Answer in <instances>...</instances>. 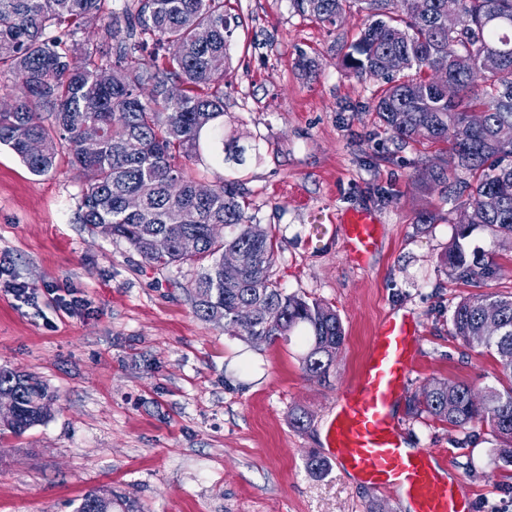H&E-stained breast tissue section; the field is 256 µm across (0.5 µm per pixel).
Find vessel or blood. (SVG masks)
Masks as SVG:
<instances>
[{"mask_svg": "<svg viewBox=\"0 0 512 512\" xmlns=\"http://www.w3.org/2000/svg\"><path fill=\"white\" fill-rule=\"evenodd\" d=\"M379 227L372 212L350 215L345 241L349 253L364 260L377 243ZM415 335L410 316L382 324L359 377L340 393L327 446L340 468L374 491H397L412 512H473L458 481L449 478L432 455L403 446L394 407L411 373Z\"/></svg>", "mask_w": 512, "mask_h": 512, "instance_id": "vessel-or-blood-1", "label": "vessel or blood"}]
</instances>
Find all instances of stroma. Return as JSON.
<instances>
[{
	"instance_id": "1",
	"label": "stroma",
	"mask_w": 512,
	"mask_h": 512,
	"mask_svg": "<svg viewBox=\"0 0 512 512\" xmlns=\"http://www.w3.org/2000/svg\"><path fill=\"white\" fill-rule=\"evenodd\" d=\"M239 26L224 76V121L256 146L246 165L190 171L234 179L247 212L276 244L284 292L339 315L345 344L328 378L306 376L300 336L255 346L198 320L190 267L159 269L101 229L80 223L81 184L60 153L31 174L0 146V366L35 373L57 399L45 424L0 436V512H75L112 492V512H406L329 458L318 438L354 381L383 322L405 310L417 327L413 371L398 401L406 440L449 461L474 512H512V467L496 466L487 430L415 416L432 380L497 385L493 355L452 334L470 287L440 257L459 219L429 188L444 145L405 143L377 123V82L342 63L366 20L350 9L333 26L294 0H224ZM374 211L382 224L363 263L346 252L342 217ZM422 211L429 224L417 223ZM30 288V299L15 287ZM82 310L68 312L64 299ZM303 424H295V416ZM75 512H112V492L100 489L86 494Z\"/></svg>"
}]
</instances>
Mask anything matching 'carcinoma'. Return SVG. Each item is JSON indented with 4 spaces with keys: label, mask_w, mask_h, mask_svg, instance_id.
Here are the masks:
<instances>
[{
    "label": "carcinoma",
    "mask_w": 512,
    "mask_h": 512,
    "mask_svg": "<svg viewBox=\"0 0 512 512\" xmlns=\"http://www.w3.org/2000/svg\"><path fill=\"white\" fill-rule=\"evenodd\" d=\"M0 0V64L18 79L0 107V146L11 149L33 175L55 166L61 148L83 177L79 220L110 224L148 264L196 268L189 296L195 315L227 336L271 343L306 330L302 369L330 374L344 344L338 314L317 301L287 294L272 280L276 254L271 235L253 223L223 176L210 194L196 195L188 164L210 149L213 167L242 166L247 148L224 130V72L236 21L224 15V0ZM362 4L367 22L344 54V66L381 85L373 112L400 140L448 145L445 166L430 181L448 184L464 170L471 181L456 195L460 220L441 262L448 277L482 289L460 300L453 335L471 348L497 356L500 387L475 399L463 382L434 380L418 395L415 409L451 426H482L497 441L493 463L512 467V295L486 290L504 266L493 251L471 243L473 232L512 243V0H296L318 22L334 25L344 7ZM459 27L448 30V13ZM81 66L70 67V49ZM441 68L457 94L448 99L429 71ZM111 73L103 84L98 75ZM175 86L178 94L169 96ZM94 125L87 141L82 129ZM42 145L35 156L30 141ZM143 199L130 212L124 200ZM497 198V207L484 199ZM199 240L183 255L176 240ZM165 240L161 254L155 243ZM244 259L236 280L224 278V250ZM252 305L257 320L239 321L236 309ZM0 391L13 394L18 416L0 423L14 435L45 423L54 394L38 377L0 367ZM75 512H112V491L86 494Z\"/></svg>",
    "instance_id": "carcinoma-1"
}]
</instances>
